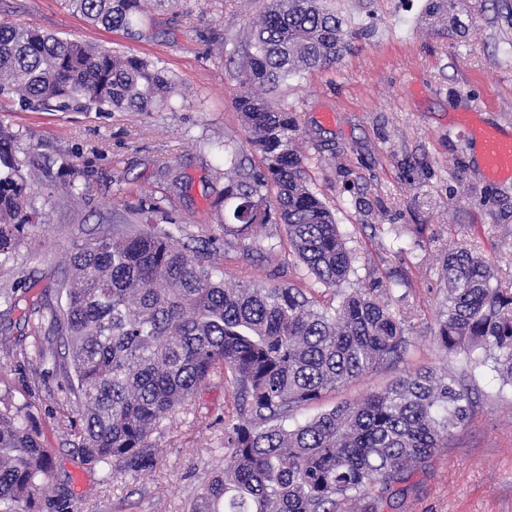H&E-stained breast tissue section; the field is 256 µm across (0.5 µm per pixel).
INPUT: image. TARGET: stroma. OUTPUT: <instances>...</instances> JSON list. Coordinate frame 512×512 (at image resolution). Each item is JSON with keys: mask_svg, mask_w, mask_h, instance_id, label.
<instances>
[{"mask_svg": "<svg viewBox=\"0 0 512 512\" xmlns=\"http://www.w3.org/2000/svg\"><path fill=\"white\" fill-rule=\"evenodd\" d=\"M268 2L179 0L172 10H149L133 38L87 23L63 0H0V20L160 60L183 94L173 112H60L0 98V123L16 135L14 152L43 216L0 263V297L23 295L36 282L57 303L53 283L73 245L112 228L137 231L131 207L142 200L173 219L175 238H223L212 207L225 184L217 145L246 146L234 107L239 82L225 62L243 56ZM426 4L334 0L359 36L336 65L289 79L274 96L295 114L309 186L354 253L352 287L380 279L411 340L406 365L304 406L299 423L362 400L404 371L457 367L434 341L449 246H467L512 284V180H489L469 137L473 125L512 133V0H461L454 33L428 23ZM61 160L79 171L83 193H67L47 173ZM168 170L180 176L181 191L168 192ZM252 236L244 272L290 280L336 304L291 252L282 225L255 227ZM38 340L21 311L0 300V411L29 413L52 460L31 512H188L225 464L224 411L232 402L223 381L212 379L153 434L152 468L109 474L76 451L79 406L62 370L35 359ZM476 384L467 424L380 512H512V387L489 366L477 370Z\"/></svg>", "mask_w": 512, "mask_h": 512, "instance_id": "35a3bbf8", "label": "stroma"}]
</instances>
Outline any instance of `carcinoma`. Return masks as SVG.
Instances as JSON below:
<instances>
[{
	"label": "carcinoma",
	"mask_w": 512,
	"mask_h": 512,
	"mask_svg": "<svg viewBox=\"0 0 512 512\" xmlns=\"http://www.w3.org/2000/svg\"><path fill=\"white\" fill-rule=\"evenodd\" d=\"M89 23L132 32L144 0H66ZM459 0H428V16L457 31ZM351 21L325 0H270L238 71L235 109L262 165L245 167L241 150L220 143L227 184L214 202L224 240L247 257L252 228L271 222L275 195L296 258L338 297L327 307L290 281L266 284L218 270L215 240L174 243L157 226L158 208L140 204L136 233L112 231L73 246L65 303L43 293L26 299L64 347L54 365L72 371L80 400L77 447L109 471L152 466L150 437L172 411L213 377L224 380L235 414L224 419L229 462L190 503V512H365L422 470L476 401L472 371L491 364L512 386V287L463 246L444 255L446 293L435 340L462 367L419 369L382 392L344 401L303 424L296 413L328 392L402 363L411 342L380 282L343 290L354 256L326 204L309 188L295 148L297 122L261 95L290 77L333 66L349 46ZM26 105L55 102L100 112L174 110L177 89L158 62L112 53L34 26L0 22V95ZM0 127V257L38 220L29 184ZM49 453L21 411L0 412V512H29Z\"/></svg>",
	"instance_id": "cac0c4a2"
}]
</instances>
